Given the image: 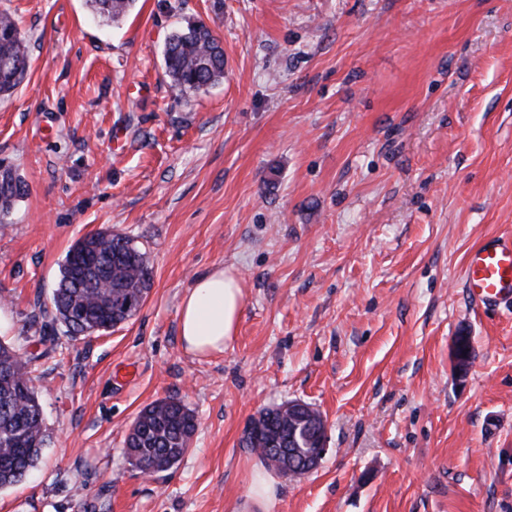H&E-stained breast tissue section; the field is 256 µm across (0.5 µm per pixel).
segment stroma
<instances>
[{"label":"stroma","instance_id":"stroma-1","mask_svg":"<svg viewBox=\"0 0 512 512\" xmlns=\"http://www.w3.org/2000/svg\"><path fill=\"white\" fill-rule=\"evenodd\" d=\"M25 81L0 97V164L28 185L0 224V341L30 359L48 444L0 512H245L252 417L328 423L320 465L273 476L271 512H512V311L477 307L470 251L512 236V0H0ZM200 21L219 84L183 93L166 38ZM103 227L153 265L140 312L50 326L70 246ZM221 265L235 340L197 357L181 300ZM476 358L458 378L452 345ZM166 396L198 428L173 470L123 442ZM87 3L102 22L110 23L129 12L135 0H87Z\"/></svg>","mask_w":512,"mask_h":512}]
</instances>
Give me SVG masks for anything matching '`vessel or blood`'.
I'll list each match as a JSON object with an SVG mask.
<instances>
[{"label":"vessel or blood","mask_w":512,"mask_h":512,"mask_svg":"<svg viewBox=\"0 0 512 512\" xmlns=\"http://www.w3.org/2000/svg\"><path fill=\"white\" fill-rule=\"evenodd\" d=\"M464 277L478 306H512V237H491L473 249Z\"/></svg>","instance_id":"obj_1"}]
</instances>
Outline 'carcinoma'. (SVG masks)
Masks as SVG:
<instances>
[{
  "mask_svg": "<svg viewBox=\"0 0 512 512\" xmlns=\"http://www.w3.org/2000/svg\"><path fill=\"white\" fill-rule=\"evenodd\" d=\"M105 23L124 16L135 0H87ZM166 75L181 91L195 92L224 78V47L202 22H189L165 41ZM29 68L24 38L16 21L0 13V96L12 93ZM27 183L11 168L0 173V224ZM152 285L147 252L110 228L90 232L68 250L50 297L53 321L78 338L107 332L133 318ZM37 377L17 350L0 342V488L23 482L42 457L45 429ZM194 412L179 397L167 396L142 409L125 440L130 465L151 476L176 467L196 432ZM315 433L308 422L290 416L288 406L265 408L245 430L244 447L270 469L289 479L312 468Z\"/></svg>",
  "mask_w": 512,
  "mask_h": 512,
  "instance_id": "obj_1",
  "label": "carcinoma"
}]
</instances>
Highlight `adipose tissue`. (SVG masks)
Listing matches in <instances>:
<instances>
[{"label": "adipose tissue", "mask_w": 512, "mask_h": 512, "mask_svg": "<svg viewBox=\"0 0 512 512\" xmlns=\"http://www.w3.org/2000/svg\"><path fill=\"white\" fill-rule=\"evenodd\" d=\"M243 302L231 270L216 266L201 274L180 309L179 334L186 350L202 357L223 352L237 334Z\"/></svg>", "instance_id": "obj_1"}]
</instances>
